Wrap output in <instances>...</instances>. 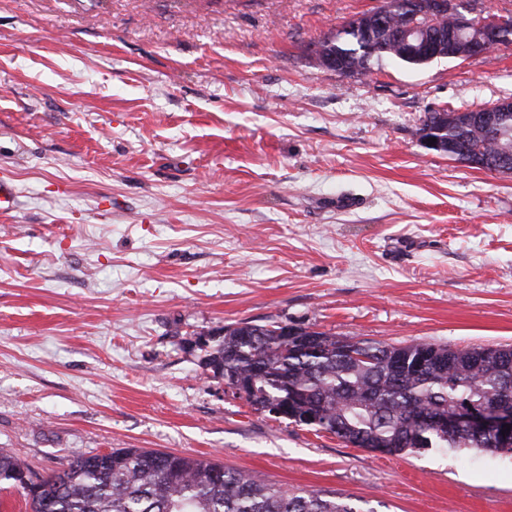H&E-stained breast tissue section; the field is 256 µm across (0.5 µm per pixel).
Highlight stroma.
Here are the masks:
<instances>
[{"instance_id":"obj_1","label":"stroma","mask_w":512,"mask_h":512,"mask_svg":"<svg viewBox=\"0 0 512 512\" xmlns=\"http://www.w3.org/2000/svg\"><path fill=\"white\" fill-rule=\"evenodd\" d=\"M380 0H0V450H160L368 512H512V453L384 454L254 410L192 336L241 321L512 344V174L426 149L512 99V44L343 77Z\"/></svg>"}]
</instances>
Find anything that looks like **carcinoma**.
I'll list each match as a JSON object with an SVG mask.
<instances>
[{
	"instance_id": "1",
	"label": "carcinoma",
	"mask_w": 512,
	"mask_h": 512,
	"mask_svg": "<svg viewBox=\"0 0 512 512\" xmlns=\"http://www.w3.org/2000/svg\"><path fill=\"white\" fill-rule=\"evenodd\" d=\"M384 2L383 21L365 12L313 43L318 64L332 71L341 64L365 75L385 58L410 66L431 62L407 54L394 39V28L408 21L412 0ZM417 22L434 35L454 27L448 15L419 16ZM496 116V126L487 130L465 123L457 112H430L423 128L434 131L439 152L455 161L494 160L512 149V109ZM297 330L299 342L285 339L276 321L227 325L224 336L205 349L202 363L213 377L244 389L255 410L282 405L290 422L357 448L387 454L426 448L512 452L511 433L442 432L417 421L459 408H512V345L391 346ZM25 471L17 455L0 452V488L19 492L29 512H366L341 494L288 488L208 459L140 448L75 454L66 467L42 478L32 495L19 484Z\"/></svg>"
}]
</instances>
